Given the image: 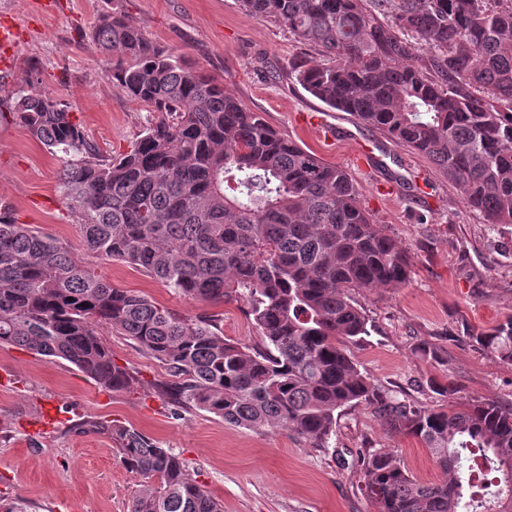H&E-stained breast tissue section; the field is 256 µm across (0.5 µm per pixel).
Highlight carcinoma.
Segmentation results:
<instances>
[{"mask_svg":"<svg viewBox=\"0 0 512 512\" xmlns=\"http://www.w3.org/2000/svg\"><path fill=\"white\" fill-rule=\"evenodd\" d=\"M241 2L326 56L289 64L288 79L425 156L486 223L512 224V0ZM89 42L112 84L149 112L130 150L104 158L69 106L37 89V63L34 83L0 118L64 155L63 203L92 257L211 306L245 301L257 342L224 339L215 313L183 315L113 287L66 242L0 210V346L64 360L106 391H133L138 373L115 362L99 329L116 331L165 366L155 388L170 406L246 429L283 427L325 450L336 412L363 406L418 439L445 475L424 482L386 449H358L375 512H512V409L460 407L449 378L428 382L448 406L418 404L375 383L347 349L369 335L349 290L396 288L410 272L350 175L121 12L101 13ZM466 339L512 362V316ZM416 350L445 362L435 342ZM77 429L108 436L144 480L129 512H222L186 461L141 431L103 419Z\"/></svg>","mask_w":512,"mask_h":512,"instance_id":"cac0c4a2","label":"carcinoma"}]
</instances>
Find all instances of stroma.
Masks as SVG:
<instances>
[{"instance_id":"1","label":"stroma","mask_w":512,"mask_h":512,"mask_svg":"<svg viewBox=\"0 0 512 512\" xmlns=\"http://www.w3.org/2000/svg\"><path fill=\"white\" fill-rule=\"evenodd\" d=\"M112 8L223 81L275 129L345 169L382 233L406 252L404 285L353 294L371 325L369 336L350 348L361 371L431 407L444 399L428 379L448 376L459 404L492 401L512 409V363L460 338L512 314V224L490 227L425 157L283 79L292 61L321 63L324 55L256 19L240 0H0V26L16 32L0 50V104L27 86L29 64L41 62V89L70 106L102 154L129 150L146 113L107 78L85 38ZM328 127L337 129L335 141L325 139ZM61 166L25 128L0 119V207L18 223L65 241L115 287L184 314L206 311V304L130 265L89 258L58 190ZM102 338L116 363L139 372L137 391L106 392L64 360L0 347V421L10 428L0 438L1 496L28 500L36 512H128L141 476L122 465L110 438L74 430L97 417L134 427L181 454L223 512H374L351 466L360 448L388 449L420 480L443 477L417 439L391 432L361 406L339 412L328 451L285 429L254 432L196 410L173 415L153 388L166 376L162 364L125 336L106 331ZM421 340L439 343L447 365L423 359L415 350Z\"/></svg>"}]
</instances>
